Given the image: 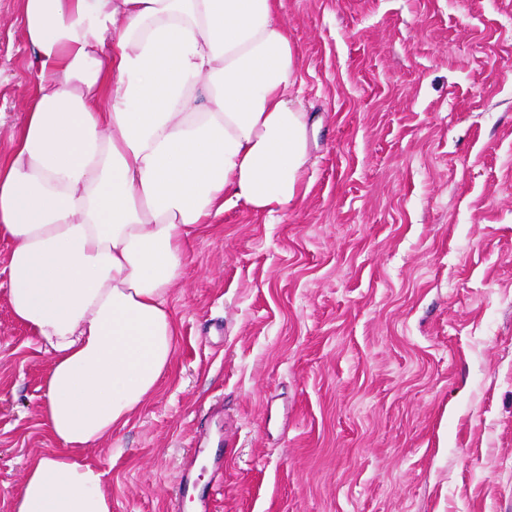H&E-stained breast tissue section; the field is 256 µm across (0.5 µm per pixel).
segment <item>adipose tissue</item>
<instances>
[{
	"mask_svg": "<svg viewBox=\"0 0 512 512\" xmlns=\"http://www.w3.org/2000/svg\"><path fill=\"white\" fill-rule=\"evenodd\" d=\"M277 0H20L35 97L0 157L14 317L51 363L57 450L11 512H112L81 451L126 426L168 373L187 237L243 204L299 197L308 114Z\"/></svg>",
	"mask_w": 512,
	"mask_h": 512,
	"instance_id": "1",
	"label": "adipose tissue"
}]
</instances>
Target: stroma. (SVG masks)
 Listing matches in <instances>:
<instances>
[{
    "mask_svg": "<svg viewBox=\"0 0 512 512\" xmlns=\"http://www.w3.org/2000/svg\"><path fill=\"white\" fill-rule=\"evenodd\" d=\"M279 12L320 120L300 200L187 243L172 369L82 458L112 512H512V0ZM32 61L0 0L1 155ZM49 364L0 272V512L56 449Z\"/></svg>",
    "mask_w": 512,
    "mask_h": 512,
    "instance_id": "obj_1",
    "label": "stroma"
}]
</instances>
